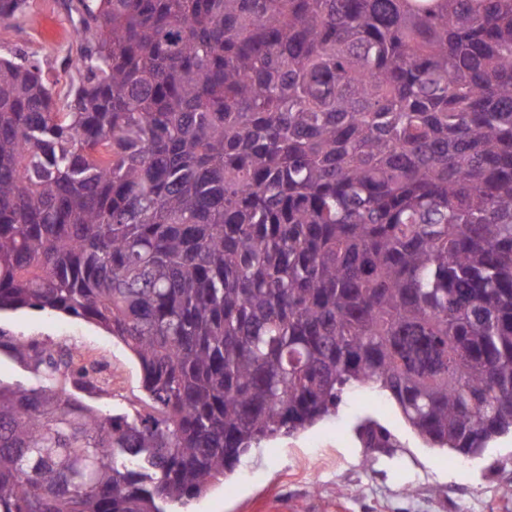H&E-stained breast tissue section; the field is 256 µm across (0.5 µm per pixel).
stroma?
Here are the masks:
<instances>
[{"label": "stroma", "instance_id": "stroma-1", "mask_svg": "<svg viewBox=\"0 0 512 512\" xmlns=\"http://www.w3.org/2000/svg\"><path fill=\"white\" fill-rule=\"evenodd\" d=\"M79 43L68 0H29L22 21L0 26V56L42 61L60 93L62 63ZM0 334L78 349L111 381L108 393H86L83 401L110 413L141 409L135 358L94 324L55 312L4 311ZM367 417L391 432L393 447H363L356 427ZM188 512H512V433L481 459L463 462L426 447L380 392L356 388L343 394L334 415L253 450Z\"/></svg>", "mask_w": 512, "mask_h": 512}]
</instances>
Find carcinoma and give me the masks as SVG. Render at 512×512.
Returning a JSON list of instances; mask_svg holds the SVG:
<instances>
[{
    "label": "carcinoma",
    "mask_w": 512,
    "mask_h": 512,
    "mask_svg": "<svg viewBox=\"0 0 512 512\" xmlns=\"http://www.w3.org/2000/svg\"><path fill=\"white\" fill-rule=\"evenodd\" d=\"M75 11L66 99L0 56V311L101 326L145 411L0 342L40 380L0 383V512H177L352 385L464 458L512 432V0Z\"/></svg>",
    "instance_id": "carcinoma-1"
}]
</instances>
